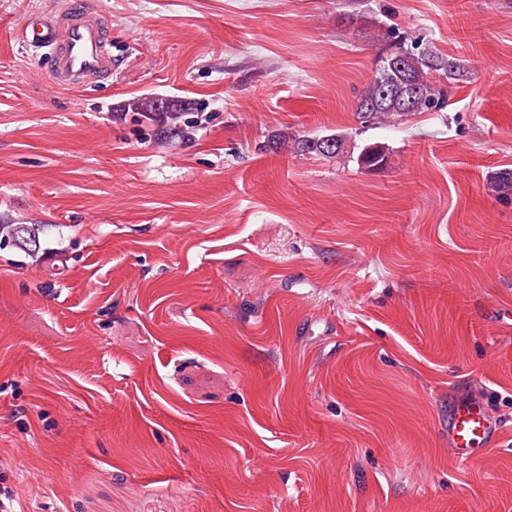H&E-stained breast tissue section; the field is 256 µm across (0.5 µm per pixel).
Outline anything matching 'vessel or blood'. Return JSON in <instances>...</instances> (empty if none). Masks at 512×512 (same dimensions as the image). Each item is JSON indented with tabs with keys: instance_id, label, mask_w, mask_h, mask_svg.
<instances>
[{
	"instance_id": "obj_1",
	"label": "vessel or blood",
	"mask_w": 512,
	"mask_h": 512,
	"mask_svg": "<svg viewBox=\"0 0 512 512\" xmlns=\"http://www.w3.org/2000/svg\"><path fill=\"white\" fill-rule=\"evenodd\" d=\"M107 25L83 0H64L53 14L32 15L20 33L24 43L47 47L56 85L74 88L111 74L112 54ZM448 434L456 453L465 460L482 455L496 438V427L476 404H456L448 415Z\"/></svg>"
}]
</instances>
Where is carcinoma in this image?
<instances>
[{"label": "carcinoma", "mask_w": 512, "mask_h": 512, "mask_svg": "<svg viewBox=\"0 0 512 512\" xmlns=\"http://www.w3.org/2000/svg\"><path fill=\"white\" fill-rule=\"evenodd\" d=\"M461 69L463 66L459 59L444 56L431 48L414 51L394 44L392 50L381 60L371 80L357 94V118L368 128L388 125L390 120L406 115L396 96L408 82L418 89L410 113L440 110L446 106L448 95L446 89L437 85L434 74L439 73L452 82L460 75ZM158 103L159 99L149 97L132 103V108L150 117V122L156 125L157 134L165 138L172 137L180 131L182 106L170 102L162 108ZM328 140L337 144L343 153L349 147V139L343 133L297 136L293 133L280 132L271 136V144H289L300 155H325L323 147ZM389 158L387 146L375 142L362 148L357 163L366 171H375L385 167ZM490 184L499 197L512 198L511 169L495 173L490 178Z\"/></svg>", "instance_id": "1"}]
</instances>
